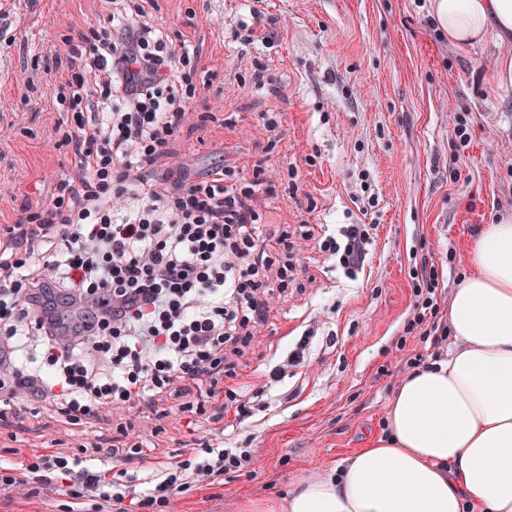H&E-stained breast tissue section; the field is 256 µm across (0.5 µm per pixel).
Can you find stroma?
Wrapping results in <instances>:
<instances>
[{"instance_id":"35a3bbf8","label":"stroma","mask_w":512,"mask_h":512,"mask_svg":"<svg viewBox=\"0 0 512 512\" xmlns=\"http://www.w3.org/2000/svg\"><path fill=\"white\" fill-rule=\"evenodd\" d=\"M173 42L187 41L212 77L185 113L160 168L234 172L271 252L282 232L313 227L299 242L292 279L236 357L231 387L264 388L265 411H224V445L250 447L251 468L172 498L169 512H240L246 498L287 494L301 476L328 471L383 434L388 402L405 371L447 351L408 337L395 344L412 302L411 276L428 261L447 288L478 228L512 213V93L490 82L493 43L452 46L430 0H142ZM106 0H0V235L26 210L49 204L73 173L62 141L65 96L87 74L73 47L106 19ZM470 117L467 146L452 141L454 115ZM276 119L268 128L266 119ZM367 173L376 206L362 201ZM344 224L374 225L356 280L316 240ZM315 329L303 360L270 380L273 365ZM179 461L211 439L188 432L169 402L102 412L72 425L47 403L0 402V461L41 448L85 452L124 446L120 426ZM98 452H91V445Z\"/></svg>"}]
</instances>
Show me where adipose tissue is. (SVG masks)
Returning <instances> with one entry per match:
<instances>
[{"label": "adipose tissue", "instance_id": "ef3b65f1", "mask_svg": "<svg viewBox=\"0 0 512 512\" xmlns=\"http://www.w3.org/2000/svg\"><path fill=\"white\" fill-rule=\"evenodd\" d=\"M449 44L493 41L512 90V0H432ZM448 302L446 359L409 372L384 433L337 470L247 512H512V216L483 225Z\"/></svg>", "mask_w": 512, "mask_h": 512}]
</instances>
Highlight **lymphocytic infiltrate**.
Listing matches in <instances>:
<instances>
[{"mask_svg":"<svg viewBox=\"0 0 512 512\" xmlns=\"http://www.w3.org/2000/svg\"><path fill=\"white\" fill-rule=\"evenodd\" d=\"M87 37L99 82L70 84L64 133L75 173L51 205L28 212L0 239V394L55 405L78 424L104 409L177 397V382L204 388L193 423L216 424L209 402L228 399L239 417L250 400L225 389L237 336L262 323L274 293L288 287L257 233L256 217L223 166L201 179L178 167L156 172L205 80L187 43L173 44L135 0H118ZM348 279L373 242L369 224L343 225L318 241ZM278 267L277 280L267 276ZM446 291L436 266L413 285L405 338H448ZM252 448L205 444L192 457L156 462L141 485L51 448L0 465V489L34 488L70 498L69 512H166L193 486L249 468Z\"/></svg>","mask_w":512,"mask_h":512,"instance_id":"f902f5d3","label":"lymphocytic infiltrate"}]
</instances>
